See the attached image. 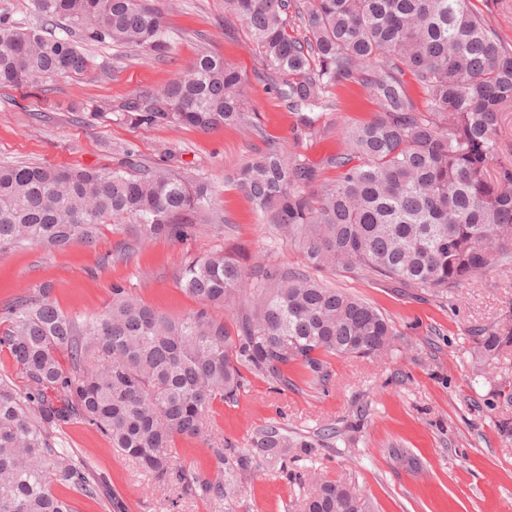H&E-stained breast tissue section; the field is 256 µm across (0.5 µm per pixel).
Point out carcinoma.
<instances>
[{"label": "carcinoma", "instance_id": "1", "mask_svg": "<svg viewBox=\"0 0 512 512\" xmlns=\"http://www.w3.org/2000/svg\"><path fill=\"white\" fill-rule=\"evenodd\" d=\"M45 24L65 22L87 43L171 52L151 0H33ZM245 21L277 94L309 128L310 112L340 86L362 85L376 117L344 130L329 157L332 180L270 147L245 162L236 186L270 224L276 244L296 246L306 269L278 263L248 276L246 247L187 256L180 289L197 308L172 318L112 283L100 313L73 316L51 289L33 288L0 310V352L24 389L0 377V512H74L61 485L103 497L87 458L63 447L66 430H96L180 497L220 501L235 512L242 481L260 463L288 462L336 439L333 426L296 438L276 425L248 448L215 432L216 402H236L252 375L281 392L302 382L327 389L333 357L391 355L407 345L374 303L329 288L313 272L355 271L441 300L473 275L512 263V155L500 137L512 110V45L472 0H224ZM305 28L302 38L295 27ZM78 41L0 17V87L45 91L86 70ZM420 90L419 107L408 83ZM243 79L224 59L200 53L189 74L162 91L134 94L113 110L132 128L234 126L260 132L244 109ZM112 169L0 167V253L40 244H93L110 222L135 241L184 242L201 229L224 233L210 181L177 166H145L124 149ZM245 296L231 321L217 315ZM475 360L512 352V312L473 337ZM496 405L512 409V380L492 381ZM206 448L205 476L175 466L176 441ZM304 512H376L350 483L322 472Z\"/></svg>", "mask_w": 512, "mask_h": 512}]
</instances>
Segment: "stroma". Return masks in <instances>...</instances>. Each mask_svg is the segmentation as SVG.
Listing matches in <instances>:
<instances>
[{"instance_id":"1","label":"stroma","mask_w":512,"mask_h":512,"mask_svg":"<svg viewBox=\"0 0 512 512\" xmlns=\"http://www.w3.org/2000/svg\"><path fill=\"white\" fill-rule=\"evenodd\" d=\"M159 6L172 37L166 60L88 44L91 67L55 81L49 91L0 89V165L112 168L126 148L147 164L169 157L211 182L228 220L223 234L184 243L153 239L127 255L122 246L129 235L107 225L91 246L0 253V307L47 285L62 311L91 315L104 310L113 282L122 281L146 304L180 317L196 306L176 281L183 256L219 250L228 241L245 244L254 263L303 267L297 248L272 245L268 223L229 179L270 145L323 166L343 152V126L371 120L376 105L354 85L340 90L337 106L327 107L312 127H303L274 93L243 21L226 13L224 0H160ZM204 49L241 72L245 109L256 113L260 134L233 127L205 133L131 128L104 118L109 106L161 90L187 73ZM319 279L374 302L413 347L388 358H333L332 382L324 392L301 384L276 393L254 378L237 402L216 403L217 433L240 448L269 424L305 436L329 424L359 427L353 452L337 441L284 472L262 465L245 481L236 512H301L312 488L295 475L313 467L351 479L379 512H512V443L498 433L502 412L493 406L490 385L473 377L470 357L472 329L491 327L512 310V264L476 275L445 303L398 292L385 281L367 283L353 272L324 271ZM361 406L366 412L359 417ZM66 445L92 460L122 512H224L217 501L177 499L175 487L155 484L86 426L68 429Z\"/></svg>"}]
</instances>
